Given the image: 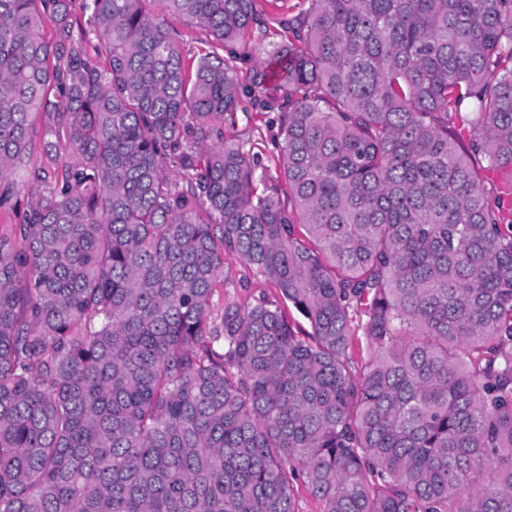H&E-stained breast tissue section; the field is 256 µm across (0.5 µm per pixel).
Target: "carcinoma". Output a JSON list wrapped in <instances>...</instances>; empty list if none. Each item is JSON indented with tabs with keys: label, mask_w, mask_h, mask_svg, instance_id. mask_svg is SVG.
<instances>
[{
	"label": "carcinoma",
	"mask_w": 512,
	"mask_h": 512,
	"mask_svg": "<svg viewBox=\"0 0 512 512\" xmlns=\"http://www.w3.org/2000/svg\"><path fill=\"white\" fill-rule=\"evenodd\" d=\"M82 10L0 0V512H512V0ZM269 40L260 43L246 38L240 48L241 60H238V75L243 92L240 100L238 123L234 129H227L225 137L229 142L242 144L244 149L253 148V152H259L262 162L270 168L274 176L279 174L281 163V138L279 127L276 123L277 112L262 109L255 105L252 97L247 93L248 73L252 64L263 57L269 59V51L272 50ZM225 270L228 272V282L224 288H216L213 296L215 305V316L221 313L224 299L237 300L238 302L251 301L253 296L265 293L269 297L277 295V289L263 279L252 278L249 280V288H239L238 282L243 277L249 278L248 271L242 262L235 256H226ZM293 495L297 512H323L324 504L301 481L294 483Z\"/></svg>",
	"instance_id": "carcinoma-1"
}]
</instances>
